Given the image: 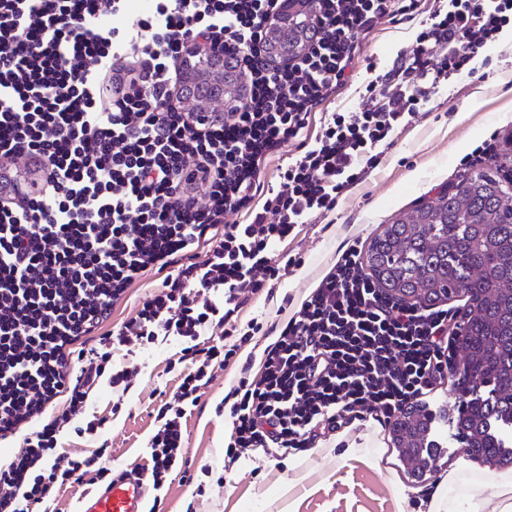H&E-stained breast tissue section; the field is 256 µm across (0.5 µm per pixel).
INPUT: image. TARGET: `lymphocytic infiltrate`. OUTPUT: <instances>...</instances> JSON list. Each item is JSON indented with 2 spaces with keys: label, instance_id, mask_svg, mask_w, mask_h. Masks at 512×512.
Masks as SVG:
<instances>
[{
  "label": "lymphocytic infiltrate",
  "instance_id": "lymphocytic-infiltrate-1",
  "mask_svg": "<svg viewBox=\"0 0 512 512\" xmlns=\"http://www.w3.org/2000/svg\"><path fill=\"white\" fill-rule=\"evenodd\" d=\"M127 2L0 0V435L31 427L0 467V512H31L49 497L60 430L91 385L129 376L107 373L114 349L163 334L184 341L191 366L149 441L146 470L162 490L212 371L262 329L237 315L244 296L281 277L274 246L333 211L392 135L429 112L438 85L512 25V0H446L369 81L361 110L325 113L307 144L311 113L347 83L361 40L413 15L418 0H312L310 46L283 62L265 52L282 0H152L136 31L106 29ZM215 39L246 77L247 98L202 117L183 104L179 63ZM291 140L298 155L279 188H265L266 161ZM230 213L244 222L225 223ZM152 269L166 274L160 294L105 330ZM211 289L221 301L198 300ZM462 321L458 310L387 297L349 244L264 348L259 370L243 365L228 393L225 466L259 451L304 453L354 419L390 423L443 377ZM212 325L224 341L199 347ZM94 333L100 350L76 366L73 345ZM63 393L66 411L32 428Z\"/></svg>",
  "mask_w": 512,
  "mask_h": 512
}]
</instances>
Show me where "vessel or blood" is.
Listing matches in <instances>:
<instances>
[{"mask_svg": "<svg viewBox=\"0 0 512 512\" xmlns=\"http://www.w3.org/2000/svg\"><path fill=\"white\" fill-rule=\"evenodd\" d=\"M146 496L144 474L131 471L113 478L105 487L82 490L78 512H145Z\"/></svg>", "mask_w": 512, "mask_h": 512, "instance_id": "vessel-or-blood-1", "label": "vessel or blood"}]
</instances>
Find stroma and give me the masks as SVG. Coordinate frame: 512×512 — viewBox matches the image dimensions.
Masks as SVG:
<instances>
[{
    "label": "stroma",
    "instance_id": "obj_1",
    "mask_svg": "<svg viewBox=\"0 0 512 512\" xmlns=\"http://www.w3.org/2000/svg\"><path fill=\"white\" fill-rule=\"evenodd\" d=\"M423 13L379 25L357 52L352 78L323 104L326 112H356L361 107L370 72H384L410 43ZM512 132V44L494 42L474 71L451 77L433 96V109L415 118L394 138L380 164L358 185L345 192L335 210L298 225L276 254L301 258L271 292L247 298L238 319L282 325L305 296L334 266L349 241L360 238L369 248L387 224L435 199L461 176L494 171ZM489 146L487 158L472 153ZM163 274L145 273L112 310L109 328L134 317L144 299L162 289ZM270 339H254L224 368L213 371L198 407L184 424L185 448L163 491L148 492L155 512H418L448 470H458V485L448 490L461 501L466 489L486 478L490 464L466 456L452 434L453 407L458 400L455 380L444 375L426 397L435 417L440 457L435 471L418 480L408 474L393 442L390 427L367 418L354 420L315 448L299 456L275 459L255 454L232 467L224 465L229 425L218 408L240 377L246 357H260ZM183 342L159 336L154 343L131 344L114 354L115 369H128L127 388L100 381L82 414L60 431L55 457L60 464L82 459L106 446L102 466L118 473L147 463L148 441L161 405L175 391ZM98 423L96 436L77 434V427ZM405 496H398L395 484Z\"/></svg>",
    "mask_w": 512,
    "mask_h": 512
}]
</instances>
